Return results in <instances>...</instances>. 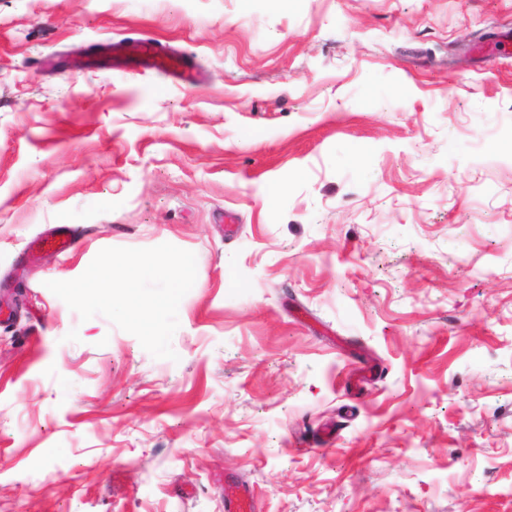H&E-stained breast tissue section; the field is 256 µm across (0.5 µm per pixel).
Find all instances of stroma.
I'll list each match as a JSON object with an SVG mask.
<instances>
[{
  "instance_id": "35a3bbf8",
  "label": "stroma",
  "mask_w": 512,
  "mask_h": 512,
  "mask_svg": "<svg viewBox=\"0 0 512 512\" xmlns=\"http://www.w3.org/2000/svg\"><path fill=\"white\" fill-rule=\"evenodd\" d=\"M146 36L204 83L69 68ZM230 476L512 512V0H0V512ZM41 246L58 254H67L74 247V240L63 230L50 231L40 238Z\"/></svg>"
}]
</instances>
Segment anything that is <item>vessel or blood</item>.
I'll list each match as a JSON object with an SVG mask.
<instances>
[{
  "mask_svg": "<svg viewBox=\"0 0 512 512\" xmlns=\"http://www.w3.org/2000/svg\"><path fill=\"white\" fill-rule=\"evenodd\" d=\"M89 64L106 70H158L181 83H191L195 80L188 59L162 52L156 42L148 37L133 41L107 42L101 53L90 59ZM40 242L43 248L60 254L69 253L74 247L73 239L60 229L47 232L41 237ZM224 508L226 512H253V499L245 488L231 483L224 490Z\"/></svg>",
  "mask_w": 512,
  "mask_h": 512,
  "instance_id": "vessel-or-blood-1",
  "label": "vessel or blood"
}]
</instances>
